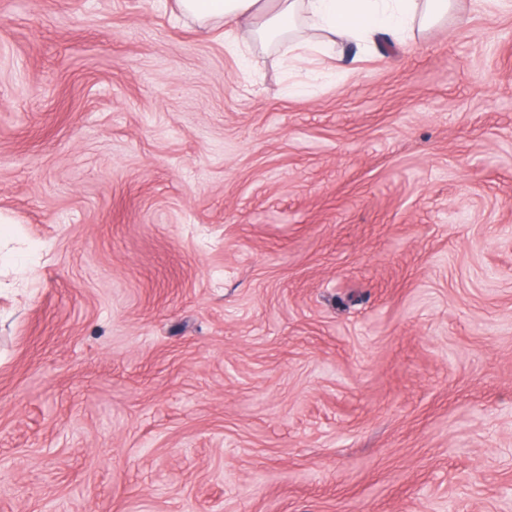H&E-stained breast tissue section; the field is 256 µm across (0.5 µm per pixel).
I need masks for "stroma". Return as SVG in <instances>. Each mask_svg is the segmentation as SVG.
<instances>
[{"instance_id":"obj_1","label":"stroma","mask_w":512,"mask_h":512,"mask_svg":"<svg viewBox=\"0 0 512 512\" xmlns=\"http://www.w3.org/2000/svg\"><path fill=\"white\" fill-rule=\"evenodd\" d=\"M223 33L0 0V512H512V0Z\"/></svg>"}]
</instances>
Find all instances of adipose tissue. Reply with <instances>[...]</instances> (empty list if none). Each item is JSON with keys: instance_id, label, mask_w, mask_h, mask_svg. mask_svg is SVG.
Wrapping results in <instances>:
<instances>
[{"instance_id": "1", "label": "adipose tissue", "mask_w": 512, "mask_h": 512, "mask_svg": "<svg viewBox=\"0 0 512 512\" xmlns=\"http://www.w3.org/2000/svg\"><path fill=\"white\" fill-rule=\"evenodd\" d=\"M176 4L200 28L228 26L233 37L227 47L241 57L257 33L288 28L300 15L320 30L361 42L377 34L399 35L420 15L448 11V0H276L271 13L263 9L262 0H176Z\"/></svg>"}]
</instances>
